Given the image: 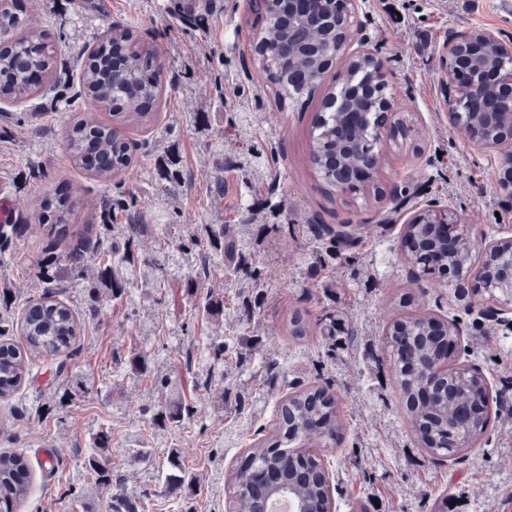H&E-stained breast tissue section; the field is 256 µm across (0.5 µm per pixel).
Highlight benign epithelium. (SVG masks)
Segmentation results:
<instances>
[{
    "instance_id": "7a95c632",
    "label": "benign epithelium",
    "mask_w": 512,
    "mask_h": 512,
    "mask_svg": "<svg viewBox=\"0 0 512 512\" xmlns=\"http://www.w3.org/2000/svg\"><path fill=\"white\" fill-rule=\"evenodd\" d=\"M264 4L271 21L284 10L290 16L317 14L346 31L362 25L357 0H264ZM439 66L446 76L442 91L450 130L500 152L498 187L512 196V38L489 29H451L439 52ZM388 87L384 60L374 50L362 51L359 65L327 99L321 123L336 119L366 126L379 142L386 141L401 121ZM373 98L376 102L370 112L354 108V102ZM321 175L340 194L355 186L337 158L321 163ZM408 223L440 224L448 229L450 240L461 226L452 208L436 203L411 210ZM481 251L490 265L460 263L448 273V281L456 285L458 300L481 306L484 316L508 327L512 325V236L484 241Z\"/></svg>"
}]
</instances>
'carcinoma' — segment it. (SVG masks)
Here are the masks:
<instances>
[{"label": "carcinoma", "instance_id": "carcinoma-1", "mask_svg": "<svg viewBox=\"0 0 512 512\" xmlns=\"http://www.w3.org/2000/svg\"><path fill=\"white\" fill-rule=\"evenodd\" d=\"M19 34L10 47L0 50V100H19L39 93L37 78L53 82L57 79L56 49L46 41L45 34L30 20L20 17L0 0V35ZM260 36L276 40L281 52L270 58L258 71L259 80L271 83L284 99L295 91L290 71L293 51L322 36L311 20L300 17L291 23L282 20L265 26ZM162 94V81L154 62V51L137 46L130 27L106 34L89 52L80 71V89L72 96L74 112L66 122L64 146L68 156L80 169L95 179L110 183L134 166L135 155L119 127L136 124L148 128L156 116L148 111L150 103ZM108 112L112 122H103L99 113ZM249 115L239 113L237 132L246 142L240 163L259 169L264 160L263 145L248 139ZM317 142L320 158L336 156L338 146L349 141L353 132L342 124L318 126ZM215 161L218 176L208 181L207 188L215 197L224 196V130H217L214 141L207 145ZM157 173L163 188L171 193L184 186L186 173L179 156L167 149L158 156ZM142 201L132 191L102 196L88 204V209L106 219L118 209L127 212L126 238L120 244L105 246L93 237V225L75 232L77 244L68 246L67 224L74 208L66 196L44 197L36 205L31 218L23 224L7 221L0 224V264L5 247L21 242L32 224L50 226L52 238L49 252L37 263L36 276L43 287L39 297L20 307L13 306L8 292L0 293V304L10 315L0 319V400L9 401L21 391L31 376L32 359L51 358L59 361L57 372L63 374L81 330L80 316L63 301L55 298L53 288L63 281H72L82 288L85 313L91 318L100 315L103 297L113 301H133V288L156 293L165 276L179 268V259L167 252L175 245L180 256H196L199 266L195 275L186 279L185 288L194 293L198 279L209 275L215 266L233 274L238 288L237 310L252 317L264 301V277L253 254L252 242L239 236L232 224L204 225V238L181 232L179 224H145ZM314 241L317 264L324 266L336 260V235L322 224L308 225ZM151 233L162 242L155 254L142 253L137 240ZM459 257L448 253L443 245L429 275L439 280L442 268L453 266ZM193 315L224 321V293L209 290L192 304ZM400 329L389 330L381 339V348L393 363L395 384L406 407L407 422L416 435L423 432L434 439L425 450L432 457H447L466 452L482 439L489 418L484 377L473 368H442L444 349L458 337L448 335V325H437L424 314L401 317ZM288 340L293 345L310 343L309 327L299 313L286 323ZM260 341L253 336H239L235 341V368L250 364ZM229 345L224 337L209 339L205 349L206 374L200 387L209 390L215 382L228 376L226 353ZM412 355L417 367L404 369V356ZM128 374L143 377L151 374L149 359L131 352L120 361ZM155 381L171 389V399L153 415L155 425L166 428L180 426L195 414L185 402L171 377L156 376ZM223 400L236 414L250 413L254 398L244 383L223 387ZM276 421L271 434L254 441L248 448L247 466L230 473L233 512H252L253 499L262 492L269 499L291 495L305 505L315 507L331 496L330 485L317 480L314 473L326 467L324 461L310 453L309 444L323 438L340 439L342 422L331 385H313L282 399L275 410ZM112 433L100 431L85 459V467L94 473L96 485L112 488L105 501V512H140L142 504L128 494L111 464ZM162 486L168 490L197 485L196 476L184 467L180 454L173 449L165 467L161 468ZM30 472L25 452L21 449L0 453V512H16L29 496Z\"/></svg>", "mask_w": 512, "mask_h": 512}]
</instances>
